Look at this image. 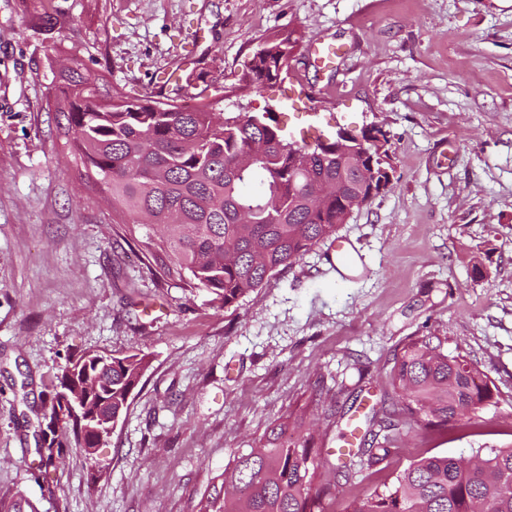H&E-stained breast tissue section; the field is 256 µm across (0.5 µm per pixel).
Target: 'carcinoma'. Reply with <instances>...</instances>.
<instances>
[{
    "label": "carcinoma",
    "mask_w": 512,
    "mask_h": 512,
    "mask_svg": "<svg viewBox=\"0 0 512 512\" xmlns=\"http://www.w3.org/2000/svg\"><path fill=\"white\" fill-rule=\"evenodd\" d=\"M300 37L275 34L253 52L239 80L248 91L289 72ZM49 107L72 150L112 194L118 214L140 217L167 229L163 245L197 286L228 306L332 238L348 219L343 200L363 190L365 178L335 149L321 153L290 142L273 118L213 112L209 104H178L160 111L158 101L112 93L104 75L78 65L53 73ZM339 181L341 195L320 204L315 190ZM147 358L112 357V370L99 378L98 396L122 413L140 382ZM50 399L44 470L55 466L62 442L57 429L72 431L80 448L94 446L86 421L73 415L67 372ZM389 382L397 397L394 416L372 414L367 433L350 463L336 468L351 481L361 467H388L387 432L421 423L446 425L474 414L493 399L486 377L465 358L450 356L429 336L409 339L395 355ZM270 447L237 457L231 476L236 493L213 499L202 512H322L330 486L317 480L314 438L302 420L283 417L272 426ZM465 463L451 456L420 457L392 485L352 501L349 512H512V445L479 448Z\"/></svg>",
    "instance_id": "cac0c4a2"
}]
</instances>
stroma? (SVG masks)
<instances>
[{"mask_svg": "<svg viewBox=\"0 0 512 512\" xmlns=\"http://www.w3.org/2000/svg\"><path fill=\"white\" fill-rule=\"evenodd\" d=\"M0 0V500L22 512H200L239 454L306 411L337 461L351 427L391 403L393 357L432 336L494 388L478 416L401 435L381 472L337 482L323 512L392 481L411 460L512 444V0ZM300 32L286 80L240 91L253 51ZM342 45L316 66L312 42ZM80 62L127 97L212 111L280 105L315 148L375 124L393 186L324 242L223 306L145 228L113 221L48 106L51 67ZM177 71L180 82L165 81ZM481 267L484 278L473 275ZM150 364L96 460L72 436L40 467L44 414L67 359Z\"/></svg>", "mask_w": 512, "mask_h": 512, "instance_id": "35a3bbf8", "label": "stroma"}]
</instances>
